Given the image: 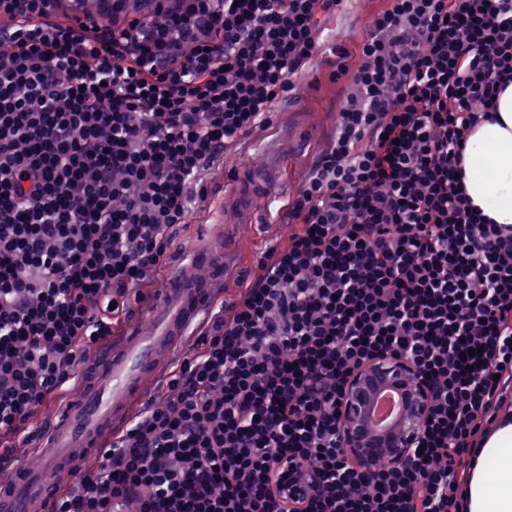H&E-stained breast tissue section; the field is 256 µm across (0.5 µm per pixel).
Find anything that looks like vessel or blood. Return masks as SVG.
Returning <instances> with one entry per match:
<instances>
[{"instance_id":"b4317fda","label":"vessel or blood","mask_w":512,"mask_h":512,"mask_svg":"<svg viewBox=\"0 0 512 512\" xmlns=\"http://www.w3.org/2000/svg\"><path fill=\"white\" fill-rule=\"evenodd\" d=\"M224 266L223 252L208 248L172 271L145 313L146 324H131L87 370L39 441L40 459L21 463L10 489L0 492V512H51L56 488L78 465L81 450L107 447L148 402L164 363L208 313Z\"/></svg>"}]
</instances>
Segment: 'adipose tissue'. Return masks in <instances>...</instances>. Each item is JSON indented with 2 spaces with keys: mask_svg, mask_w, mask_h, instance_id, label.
Masks as SVG:
<instances>
[{
  "mask_svg": "<svg viewBox=\"0 0 512 512\" xmlns=\"http://www.w3.org/2000/svg\"><path fill=\"white\" fill-rule=\"evenodd\" d=\"M498 119L479 125L464 152L465 185L476 208L512 224V85L498 99ZM469 512H512V424L483 448L469 489Z\"/></svg>",
  "mask_w": 512,
  "mask_h": 512,
  "instance_id": "obj_1",
  "label": "adipose tissue"
}]
</instances>
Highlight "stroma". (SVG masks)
Listing matches in <instances>:
<instances>
[{
    "mask_svg": "<svg viewBox=\"0 0 512 512\" xmlns=\"http://www.w3.org/2000/svg\"><path fill=\"white\" fill-rule=\"evenodd\" d=\"M384 6V0H347L331 17L324 49L298 80L293 99L276 106L269 127L225 151L223 165L209 179V209L189 233L178 236L176 260L199 247H223L227 263L220 285L231 288L261 252L287 241L288 199L335 131L348 84L340 71L356 66L366 25ZM239 196L251 198L247 211L234 207Z\"/></svg>",
    "mask_w": 512,
    "mask_h": 512,
    "instance_id": "35a3bbf8",
    "label": "stroma"
}]
</instances>
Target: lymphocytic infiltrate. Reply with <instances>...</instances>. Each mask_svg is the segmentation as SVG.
Here are the masks:
<instances>
[{"label": "lymphocytic infiltrate", "instance_id": "f902f5d3", "mask_svg": "<svg viewBox=\"0 0 512 512\" xmlns=\"http://www.w3.org/2000/svg\"><path fill=\"white\" fill-rule=\"evenodd\" d=\"M0 0V448L147 305L227 149L269 125L342 0ZM336 134L165 387L82 453L54 512H467L512 423V225L473 206L464 148L512 83V0H386ZM399 356L416 450L366 471L343 403Z\"/></svg>", "mask_w": 512, "mask_h": 512}]
</instances>
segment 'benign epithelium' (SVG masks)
Listing matches in <instances>:
<instances>
[{
  "mask_svg": "<svg viewBox=\"0 0 512 512\" xmlns=\"http://www.w3.org/2000/svg\"><path fill=\"white\" fill-rule=\"evenodd\" d=\"M383 383L406 390L407 402L404 422L385 438L373 437L366 429L371 393ZM426 413L427 400L414 385L409 365L402 359L389 358L375 365L349 388L344 400V442L366 468L388 465L410 452Z\"/></svg>",
  "mask_w": 512,
  "mask_h": 512,
  "instance_id": "obj_1",
  "label": "benign epithelium"
}]
</instances>
